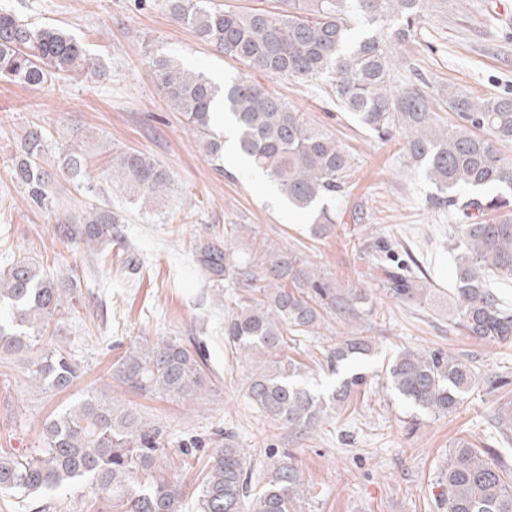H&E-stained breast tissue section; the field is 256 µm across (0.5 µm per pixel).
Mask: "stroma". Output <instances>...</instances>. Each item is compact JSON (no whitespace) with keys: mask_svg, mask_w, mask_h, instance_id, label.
Instances as JSON below:
<instances>
[{"mask_svg":"<svg viewBox=\"0 0 512 512\" xmlns=\"http://www.w3.org/2000/svg\"><path fill=\"white\" fill-rule=\"evenodd\" d=\"M0 8L65 29L108 69L100 81L78 75L38 89L0 80V267L31 258L52 278L75 276L81 296L54 326L56 343L77 369L67 389L33 385L28 368L40 348L0 358V448L37 454L44 421L89 393L129 406L163 428L166 454L151 475L183 485L179 512H199L202 471L228 434L244 448L256 478L269 452L290 454L312 487L297 512H448L433 493L438 472L458 440L495 446L491 418L512 402V344L471 339L449 321L456 299L448 234L462 216L431 208L434 187L420 171L404 167L401 138L380 141L337 109L316 83L270 78L224 57L174 23L165 0H0ZM509 15L512 0H425L414 40L399 50L395 85L433 95L450 85L476 96L511 92ZM155 54L179 58L219 84L232 77L258 81L323 126L352 160L336 208L348 216L358 213L359 221L348 219L330 236L312 237L310 215L289 210L266 176L238 166L229 155L223 171H216L182 114L170 108L151 79L145 62ZM34 124L48 140L49 165L72 144L88 158L84 184L56 178L55 196L87 207L106 199L125 216L110 260L60 243L46 213L27 206L12 169L19 138ZM127 148L150 155L174 177L159 213L142 212L112 189V153ZM227 224L256 226L272 249L301 254L334 287L362 288L369 296L360 328L375 350L357 364L367 380L311 434L289 432L246 397L253 366L226 345L227 308L193 258L195 242ZM370 224L385 225L394 261L419 266L427 282L422 298H394L380 271L369 270L362 244ZM170 337L200 344L205 352L206 392L190 407L126 391L111 377L113 362L132 344ZM336 341L327 328L287 349L301 362L308 384L324 396L341 381L324 362ZM403 348L468 357L483 382L451 413L415 409L387 389L384 379L388 359ZM489 376L505 379V386L489 389ZM101 507L85 484L34 500L0 494V512H101Z\"/></svg>","mask_w":512,"mask_h":512,"instance_id":"1","label":"stroma"}]
</instances>
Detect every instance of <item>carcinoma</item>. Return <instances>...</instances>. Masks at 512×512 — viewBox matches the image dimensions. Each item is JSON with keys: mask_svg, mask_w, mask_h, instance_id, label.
Masks as SVG:
<instances>
[{"mask_svg": "<svg viewBox=\"0 0 512 512\" xmlns=\"http://www.w3.org/2000/svg\"><path fill=\"white\" fill-rule=\"evenodd\" d=\"M424 0H288L284 14L263 8L225 11L208 0H166L170 18L190 28L224 56L278 78L330 79L324 92L358 123L381 139L397 133L407 164L422 168L435 188L434 208L458 209L466 223L448 236L455 255L453 323L482 341L512 342V307L502 304L490 281L512 282V160L499 149L512 141V95L474 96L454 86L433 96L415 88H392L395 46L411 40ZM148 69L169 106L181 113L198 136L209 160L221 170L224 138L213 130V114L224 112L237 153L274 182L289 207L312 217L311 232H332L343 215L331 202L350 177V156L305 113L252 80L217 86L201 72L171 57L152 56ZM106 77L105 67L60 28L37 26L15 13L0 12V79L25 88L72 75ZM444 106L456 116L443 122ZM47 139L33 125L21 136L13 177L27 203L54 216L59 242L92 249L104 258L125 216L103 203L70 211L52 195L53 174L46 169ZM87 157L69 148L57 164L73 181L84 178ZM112 184L136 204L157 206L173 186L170 172L149 155L131 149L112 153ZM491 188L494 195L484 190ZM469 191L464 197L461 191ZM246 224L224 231L195 247V260L211 282L233 288L224 340L246 357L254 370L246 386L249 401L272 421L310 433L341 407L365 375L353 372L325 397L303 380L301 366L285 353L290 336H313L336 314L349 323L366 312L361 288L344 291L319 277L309 261L271 252L264 238ZM369 264L384 265L390 248L384 233L369 228ZM385 287L400 300L425 294L420 277L385 271ZM73 281L51 280L36 263L21 259L0 269V354L11 355L43 344L30 364L35 384L68 387L77 370L54 343L49 324L74 308ZM329 351L332 373L371 356L373 344L354 330ZM207 364L200 348L179 339L158 340L128 349L112 366V380L141 395L192 404L206 390ZM468 359L439 350L397 351L385 367L389 387L415 407L435 413L454 410L476 384ZM494 425L499 448H476L459 440L448 450L438 474L440 498L448 512H512V406L498 409ZM164 433L137 412L89 396L57 414L43 428L34 456L0 450V492L24 498L88 482L111 512H178L184 496L176 482L155 481L150 472L165 454ZM257 491H252L242 449L231 436L211 455L198 488L200 512H296L305 480L288 455L268 454Z\"/></svg>", "mask_w": 512, "mask_h": 512, "instance_id": "obj_1", "label": "carcinoma"}]
</instances>
